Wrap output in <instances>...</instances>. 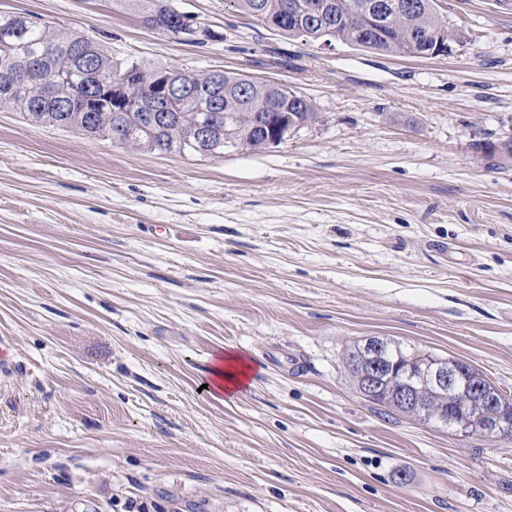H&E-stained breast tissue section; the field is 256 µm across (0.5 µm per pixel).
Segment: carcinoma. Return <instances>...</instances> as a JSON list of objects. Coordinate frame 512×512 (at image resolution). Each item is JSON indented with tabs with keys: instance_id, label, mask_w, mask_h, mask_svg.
I'll return each mask as SVG.
<instances>
[{
	"instance_id": "carcinoma-1",
	"label": "carcinoma",
	"mask_w": 512,
	"mask_h": 512,
	"mask_svg": "<svg viewBox=\"0 0 512 512\" xmlns=\"http://www.w3.org/2000/svg\"><path fill=\"white\" fill-rule=\"evenodd\" d=\"M413 3L410 10L400 7L390 10L387 24L380 31H367L362 6L367 3ZM298 0H234L237 8L257 21L276 28L279 33L305 42L333 40L362 50L395 56L428 58L436 44L434 37L442 30L435 0H303L310 9L325 7L326 23L307 25L287 18L288 5ZM127 6L139 13L150 30L170 33L190 45H203L220 38L206 26L187 22L178 24V11L171 0H127ZM16 62L17 71L9 76L0 74V106L9 105L34 125H49L74 129L85 135L112 140L139 148L161 152H176L182 156L208 158L224 156L232 147L258 151L284 141L292 131L314 120L316 112L310 102L286 87L268 81L243 77L221 71L224 91L233 95L236 106L229 112H210L209 71H187L170 65L146 66L137 61L117 63L101 44L76 32L55 31L22 14L0 13V58ZM132 70L150 78L134 93L144 103L155 99L167 82L188 83L196 94L176 103L168 120L155 125L140 110L123 111V105L113 103L96 112L85 111L79 102L59 110L55 100L35 102L37 83L53 71H63L69 77L68 87L56 88L64 95L67 89L81 86L95 77H107ZM209 124L213 139L200 145L196 140L198 125ZM381 356L400 369L424 359L437 361L432 354H419L391 341H384ZM343 363L351 373L357 388H362L361 375L371 361L367 360L365 341H357L346 351ZM406 375L386 379L382 391L374 397H364L369 403L407 413L398 401ZM416 394L424 404L428 420L442 412L464 411L474 406L471 380L466 379L456 389L445 392L432 386L424 370L411 380Z\"/></svg>"
}]
</instances>
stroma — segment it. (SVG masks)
Returning <instances> with one entry per match:
<instances>
[{"instance_id": "35a3bbf8", "label": "stroma", "mask_w": 512, "mask_h": 512, "mask_svg": "<svg viewBox=\"0 0 512 512\" xmlns=\"http://www.w3.org/2000/svg\"><path fill=\"white\" fill-rule=\"evenodd\" d=\"M193 46L113 0H0L116 60L229 70L309 100L260 152L134 149L0 106V512H512V442L356 391L378 336L512 394V9L436 0L447 57L305 43L226 0H172ZM251 385L202 391L218 348Z\"/></svg>"}]
</instances>
